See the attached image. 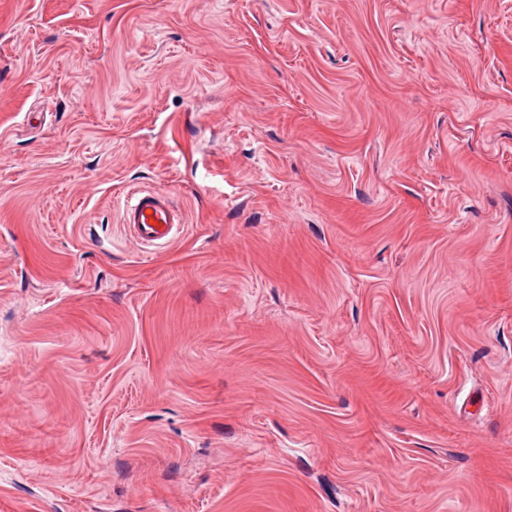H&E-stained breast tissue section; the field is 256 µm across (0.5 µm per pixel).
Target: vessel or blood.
I'll return each mask as SVG.
<instances>
[{"mask_svg":"<svg viewBox=\"0 0 512 512\" xmlns=\"http://www.w3.org/2000/svg\"><path fill=\"white\" fill-rule=\"evenodd\" d=\"M120 221L131 229L139 243H166L180 217L168 192L150 191L132 193L121 209Z\"/></svg>","mask_w":512,"mask_h":512,"instance_id":"b4317fda","label":"vessel or blood"}]
</instances>
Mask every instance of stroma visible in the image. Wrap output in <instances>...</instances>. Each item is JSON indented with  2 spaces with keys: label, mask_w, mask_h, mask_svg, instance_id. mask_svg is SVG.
<instances>
[{
  "label": "stroma",
  "mask_w": 512,
  "mask_h": 512,
  "mask_svg": "<svg viewBox=\"0 0 512 512\" xmlns=\"http://www.w3.org/2000/svg\"><path fill=\"white\" fill-rule=\"evenodd\" d=\"M0 512H512V0H0ZM180 221L171 196L165 191L134 192L120 212L121 224L128 226L141 244L168 243L173 238L169 235L174 224Z\"/></svg>",
  "instance_id": "1"
}]
</instances>
